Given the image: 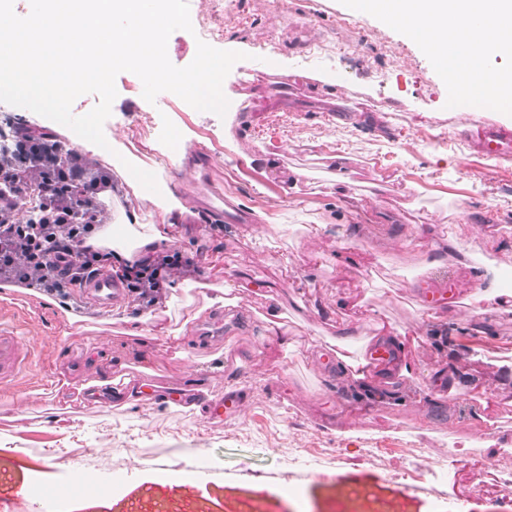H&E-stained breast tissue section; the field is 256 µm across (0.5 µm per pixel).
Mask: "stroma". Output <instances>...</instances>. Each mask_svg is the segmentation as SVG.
Listing matches in <instances>:
<instances>
[{
  "label": "stroma",
  "instance_id": "obj_1",
  "mask_svg": "<svg viewBox=\"0 0 512 512\" xmlns=\"http://www.w3.org/2000/svg\"><path fill=\"white\" fill-rule=\"evenodd\" d=\"M291 2L283 14L274 0H235L218 16L212 0H189L193 29L167 44L173 65L191 63L205 25L221 31L215 48L246 55L224 81L225 117L166 92L147 102L137 75L117 76L104 134L161 168L185 207L175 248L196 269L171 275L174 298L151 341L124 333L136 302L117 314L80 299L58 308L38 288H13L38 351L33 373L54 381L0 387V498L28 481L58 485L85 463L109 493L75 497L69 512H499L494 474L512 453V313L474 300L473 262L512 269V162L474 157L463 132L512 118L447 107L420 48L380 20L353 17L340 0ZM268 41L275 50L259 52ZM339 44L353 53L337 57ZM179 135L186 151L211 155L216 187L255 223L206 222L184 162L165 153ZM340 169L348 180L336 186ZM340 252L353 264H336ZM423 279L445 281L457 304L431 313ZM227 285L236 306H206ZM272 310L282 315L275 334L264 321ZM176 322L181 337L166 336ZM379 323L402 333L416 367L409 380L381 378L415 399L359 409L343 368L305 346L340 336L358 346ZM136 376L201 386L210 403L231 392L244 412L216 421L188 400L82 399L90 380ZM466 444L482 477L463 468L448 478L436 460ZM179 448L198 449L210 471L191 491L158 478L180 464Z\"/></svg>",
  "mask_w": 512,
  "mask_h": 512
}]
</instances>
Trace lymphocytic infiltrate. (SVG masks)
Returning a JSON list of instances; mask_svg holds the SVG:
<instances>
[{"mask_svg":"<svg viewBox=\"0 0 512 512\" xmlns=\"http://www.w3.org/2000/svg\"><path fill=\"white\" fill-rule=\"evenodd\" d=\"M58 146L44 133L23 129L18 159L0 155V283L68 299L76 284L106 267L89 239L105 221L97 199L111 191L112 179L90 177L76 159H62ZM191 265L175 252L127 261L114 271L137 298L154 300L171 270Z\"/></svg>","mask_w":512,"mask_h":512,"instance_id":"f902f5d3","label":"lymphocytic infiltrate"}]
</instances>
